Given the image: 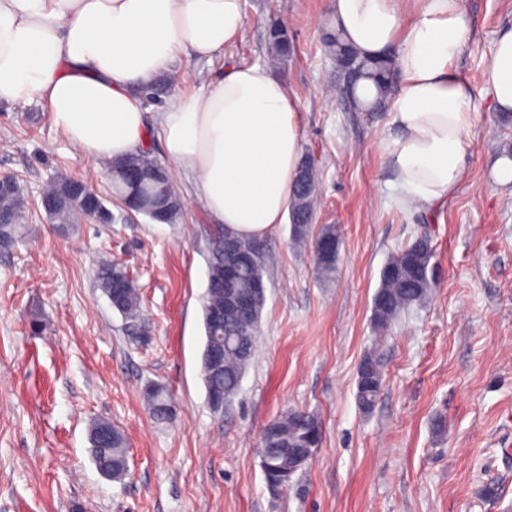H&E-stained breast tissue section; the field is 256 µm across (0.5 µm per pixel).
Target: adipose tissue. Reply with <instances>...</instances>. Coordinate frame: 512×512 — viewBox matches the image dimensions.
Returning a JSON list of instances; mask_svg holds the SVG:
<instances>
[{"label": "adipose tissue", "mask_w": 512, "mask_h": 512, "mask_svg": "<svg viewBox=\"0 0 512 512\" xmlns=\"http://www.w3.org/2000/svg\"><path fill=\"white\" fill-rule=\"evenodd\" d=\"M360 56L394 53L398 84L381 143L401 207L447 200L475 121L471 86L454 73L469 37L463 0H332ZM246 23L244 0H0V106L38 100L95 164L112 165L159 130L177 171L224 226L264 237L282 223L302 156L298 111L268 66L225 68L201 93L149 114L143 92L180 55L210 61ZM496 112L512 114V29L484 71Z\"/></svg>", "instance_id": "obj_1"}]
</instances>
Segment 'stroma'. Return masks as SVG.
<instances>
[{"mask_svg": "<svg viewBox=\"0 0 512 512\" xmlns=\"http://www.w3.org/2000/svg\"><path fill=\"white\" fill-rule=\"evenodd\" d=\"M469 38L455 72L478 115L465 174L445 202L403 210L380 148L386 115L337 94L322 47L330 0H245L241 37L212 62L181 57L157 111L197 93L232 62L269 61L270 21L293 49L274 76L297 106L303 151L320 194L314 228L334 224V280L283 222L264 238L275 261L259 339L238 395L221 414L201 375L203 297L217 220L188 173L170 224L127 214L96 168L58 130L45 103L0 107V172L17 176L30 209L21 239L0 251V512H512V184L495 178L512 151V118L495 112L484 70L512 0H464ZM107 198L112 221L54 224L39 209L54 177ZM436 248L429 300L402 314L384 341L373 296L391 253L421 235ZM107 263L127 268L141 296L130 321L98 286ZM43 328L33 331V320ZM376 352L384 383L370 412L356 400L358 366ZM165 385L175 416L149 415L145 387ZM314 414L313 459L270 494L257 446L269 420ZM106 420L128 445L124 479H103L87 430ZM495 486V496L485 493Z\"/></svg>", "mask_w": 512, "mask_h": 512, "instance_id": "35a3bbf8", "label": "stroma"}]
</instances>
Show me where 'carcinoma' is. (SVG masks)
Listing matches in <instances>:
<instances>
[{
  "label": "carcinoma",
  "instance_id": "1",
  "mask_svg": "<svg viewBox=\"0 0 512 512\" xmlns=\"http://www.w3.org/2000/svg\"><path fill=\"white\" fill-rule=\"evenodd\" d=\"M268 44L272 57L280 60L288 55L290 41L288 32L277 21L271 23L268 30ZM325 46L337 71L342 77V90L348 91L354 82L369 81L376 89L374 101L367 109L374 111L381 107L392 94L396 82L394 61L391 58L367 60L343 40L337 31L326 35ZM166 168L160 160L154 158L147 150H141L120 163V167L109 172L112 194L120 203H125L128 195L137 196L141 207L137 212L151 221L166 223L174 221L182 212L180 195L170 189L171 203L169 212L160 215L154 210L161 205L158 201L160 186L152 180L154 172ZM137 169L145 174V179L132 184L124 176V170ZM300 169L309 175L308 181L294 182L289 204L293 240L306 244L316 236L337 237L336 225L322 226L316 235H311L314 203L317 197V178L315 167L308 159H303ZM46 197L53 200V207L45 210L52 219L66 224H79L84 219L100 222L112 220L111 210L105 206L106 199L85 182L65 176L55 178L46 191ZM25 201L21 189L0 196V217L7 224L0 227V250L10 249L22 233V217ZM233 240L239 249L250 254V266L245 270L235 288H250L257 281L264 280L270 257L264 241L234 235L226 229L217 231L212 242L208 260V280L217 281L224 273V240ZM435 249L431 240L421 237L407 243L393 253L384 264L380 273V283L373 298L371 326L379 338L391 328L392 323L405 310L425 302L430 296L435 282L430 273L435 267ZM99 286L108 297L111 305L129 319L137 317L141 298L134 281L126 269L115 263L105 265L99 274ZM265 299H260L253 318L249 334L241 335L240 319L231 317L224 320L222 326L215 330L204 327L205 335L212 337V343L224 350L223 366L202 374L205 388L211 393L225 396L230 400L239 391L245 370L255 352L260 321ZM211 311H224V289L209 288L203 301V315ZM383 384V372L376 353L367 354L360 363L357 372V399L360 406L369 410L375 404ZM145 400L152 418L157 422L167 423L174 417L172 402L164 386L152 384L145 390ZM266 429L273 434V453L268 459L264 477L276 481L286 475L288 459L297 450L312 451L320 445L321 432L318 419L304 411H288L266 424ZM91 459L97 471L109 474L112 479H122L128 470V448L125 437L105 420H98L89 429Z\"/></svg>",
  "mask_w": 512,
  "mask_h": 512
}]
</instances>
